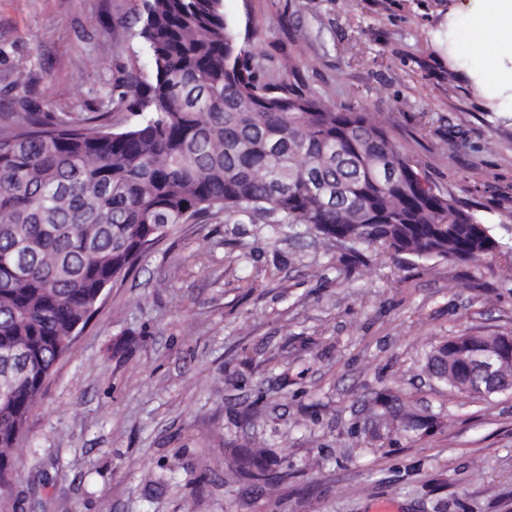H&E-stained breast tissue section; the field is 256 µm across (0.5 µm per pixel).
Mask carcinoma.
I'll return each instance as SVG.
<instances>
[{
	"mask_svg": "<svg viewBox=\"0 0 512 512\" xmlns=\"http://www.w3.org/2000/svg\"><path fill=\"white\" fill-rule=\"evenodd\" d=\"M138 23L154 77L121 81L116 99L135 123H44L28 107L0 127V352L24 353L0 358L2 499L67 336L175 224L218 209L274 232L310 225L354 259L376 244L420 261L502 254L454 199L387 177L421 162L380 122L312 93L292 61L266 74L222 0H142Z\"/></svg>",
	"mask_w": 512,
	"mask_h": 512,
	"instance_id": "carcinoma-1",
	"label": "carcinoma"
}]
</instances>
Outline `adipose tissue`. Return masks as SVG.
Here are the masks:
<instances>
[{"mask_svg": "<svg viewBox=\"0 0 512 512\" xmlns=\"http://www.w3.org/2000/svg\"><path fill=\"white\" fill-rule=\"evenodd\" d=\"M481 13L468 18L463 29V42L482 47L487 65L481 73V86L500 82L502 73L497 65L503 46L512 45V0H482Z\"/></svg>", "mask_w": 512, "mask_h": 512, "instance_id": "1", "label": "adipose tissue"}]
</instances>
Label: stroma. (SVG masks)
Returning a JSON list of instances; mask_svg holds the SVG:
<instances>
[{
    "mask_svg": "<svg viewBox=\"0 0 512 512\" xmlns=\"http://www.w3.org/2000/svg\"><path fill=\"white\" fill-rule=\"evenodd\" d=\"M141 0H0V125L34 104L132 123L112 90L152 78ZM277 73L295 60L335 106L372 113L483 223L495 262L350 263L299 225L211 213L174 225L55 365L0 512H512V394L426 369L448 337L512 335V55L492 92L462 44L480 0H224ZM263 451L268 480L233 456Z\"/></svg>",
    "mask_w": 512,
    "mask_h": 512,
    "instance_id": "obj_1",
    "label": "stroma"
}]
</instances>
